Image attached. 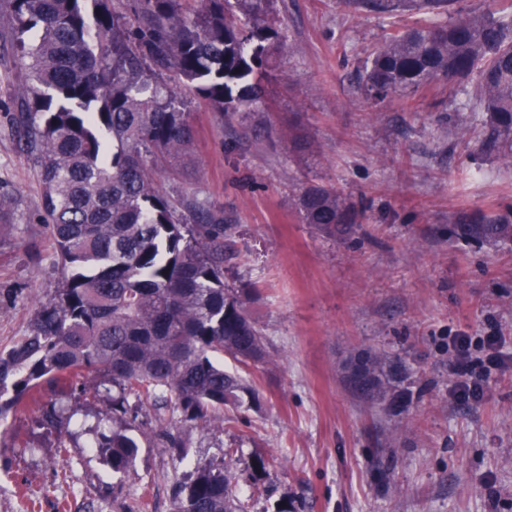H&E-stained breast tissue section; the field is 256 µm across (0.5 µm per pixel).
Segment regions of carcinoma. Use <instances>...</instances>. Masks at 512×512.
<instances>
[{"instance_id": "cac0c4a2", "label": "carcinoma", "mask_w": 512, "mask_h": 512, "mask_svg": "<svg viewBox=\"0 0 512 512\" xmlns=\"http://www.w3.org/2000/svg\"><path fill=\"white\" fill-rule=\"evenodd\" d=\"M137 0L136 19L110 0H7L15 37L29 58L28 112L19 141L39 168L57 264L53 301L30 332L0 351V421L44 388L72 387L89 373L112 383V431L98 447L114 473L135 463L140 441L127 420L128 399L169 408L181 420L231 424L256 393L242 367L270 357L247 312L251 290L235 288L224 210L170 198L159 185L168 160L186 155L194 130L179 92L158 82L174 69L214 112L233 114L264 98L286 40L277 0ZM458 0H343L393 16L425 11L394 30L359 79L368 97L413 94L437 80L464 84L462 108L489 115V145L512 144V9L475 12ZM304 224L329 237L349 233L354 206L334 186L302 189ZM462 236L512 241V222L481 214ZM363 393L391 395L396 361L358 356ZM175 512H251L230 472L202 468L177 486Z\"/></svg>"}]
</instances>
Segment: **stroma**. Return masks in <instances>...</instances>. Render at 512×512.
<instances>
[{
    "instance_id": "stroma-1",
    "label": "stroma",
    "mask_w": 512,
    "mask_h": 512,
    "mask_svg": "<svg viewBox=\"0 0 512 512\" xmlns=\"http://www.w3.org/2000/svg\"><path fill=\"white\" fill-rule=\"evenodd\" d=\"M276 12L287 38L264 106L223 117L189 103L193 151L182 177L161 181L236 227L235 285L256 289L248 312L271 351L245 373L257 402L227 427L144 408L139 456L116 474L91 431L111 394L44 390L0 424V512H174L172 486L198 466L229 467L259 512H512V373L460 405L448 362L449 336L492 325L512 355V244L457 235L475 213L512 219V166L484 148L489 126L459 110L457 88L364 94L365 60L415 14L391 22L340 0H277ZM28 75L0 7V349L60 281L35 161L16 138ZM311 183L348 194V238L301 223L296 194ZM365 350L406 365L396 401L354 389L347 367ZM50 405L68 427L42 423ZM162 428L182 434L187 457L163 447ZM259 457L279 464L255 480Z\"/></svg>"
}]
</instances>
